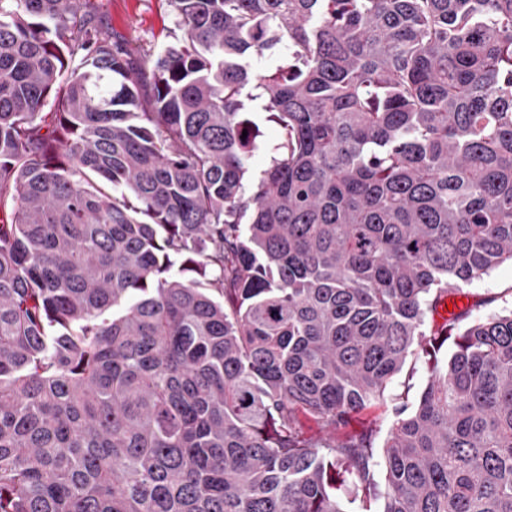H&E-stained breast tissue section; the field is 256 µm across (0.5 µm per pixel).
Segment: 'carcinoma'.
<instances>
[{"label": "carcinoma", "mask_w": 512, "mask_h": 512, "mask_svg": "<svg viewBox=\"0 0 512 512\" xmlns=\"http://www.w3.org/2000/svg\"><path fill=\"white\" fill-rule=\"evenodd\" d=\"M170 4L0 0V512H512V0ZM98 20L136 55L155 52L180 34L169 0H92ZM263 114H257L256 118L263 131V137L258 143V149L255 153L254 168L260 170L264 168L269 162L272 156V145L278 137L277 129L270 124H267L263 120ZM460 309L470 313L461 323L465 326L490 314L512 307V263L505 262L494 268L489 275L474 280L464 288ZM428 376L426 358L422 355L410 357L402 371L388 385L384 404L352 413L344 431L359 433L371 429L379 447L390 426L394 405L402 400L415 402L424 389Z\"/></svg>", "instance_id": "cac0c4a2"}]
</instances>
